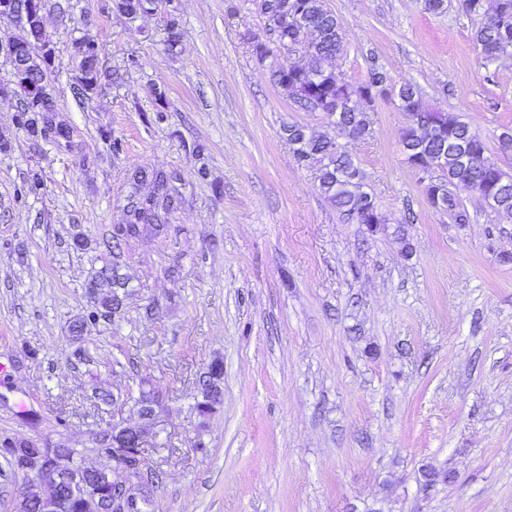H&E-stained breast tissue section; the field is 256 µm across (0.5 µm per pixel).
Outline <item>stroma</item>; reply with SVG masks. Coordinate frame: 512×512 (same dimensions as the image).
<instances>
[{
  "mask_svg": "<svg viewBox=\"0 0 512 512\" xmlns=\"http://www.w3.org/2000/svg\"><path fill=\"white\" fill-rule=\"evenodd\" d=\"M324 3L344 36L333 70L414 85L512 175V54L483 61V15L462 0ZM176 4L171 51L161 13L46 0L49 129L30 135L18 96L0 95V440L102 465L103 394L144 389L159 399L150 512H512V220L460 183L467 223L428 203L388 93L359 101L371 133L348 145L382 222L346 219L283 138L290 123L336 130L271 83L248 0ZM80 38L101 57L83 100ZM138 168L176 173L183 202L165 234L126 243L122 312L92 320ZM216 359L222 402L203 417ZM82 40L76 41L74 44L73 59L75 61L74 67L77 73V94L81 96H89L93 94L98 86L100 71L93 68V66L85 61L80 56V45ZM209 376V378H208ZM224 376V365L220 360L213 361L206 375L203 377V380L200 382V396L201 400H199L196 404V409L201 416H207L215 410V407L221 403L222 393L221 390L217 389L213 392V387L209 385L211 382L213 383H221V380ZM212 377H216L217 380L213 381Z\"/></svg>",
  "mask_w": 512,
  "mask_h": 512,
  "instance_id": "obj_1",
  "label": "stroma"
}]
</instances>
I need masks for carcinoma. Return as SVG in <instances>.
Wrapping results in <instances>:
<instances>
[{"label": "carcinoma", "mask_w": 512, "mask_h": 512, "mask_svg": "<svg viewBox=\"0 0 512 512\" xmlns=\"http://www.w3.org/2000/svg\"><path fill=\"white\" fill-rule=\"evenodd\" d=\"M254 10L263 18L264 26L276 35L272 44L256 43L252 53L264 63L269 56L282 50L301 51L304 62L269 67L270 79L281 93L295 105L310 112H340L349 100H367L386 90L387 73L373 65L365 81L352 85L327 67V62L336 57L343 47L342 27L336 16L324 5V0H251ZM469 13L484 12L486 20L475 31L474 41L483 59L494 62L512 52V0H463ZM116 11L130 21L155 9V0H114ZM21 37L29 45L38 48L48 42L44 23L35 21ZM81 42L74 44L73 59L77 73V94L89 96L99 82L100 71L80 58ZM25 101L22 114L30 112L35 117L25 120L33 134L42 132L39 121L44 113L51 111L47 94L35 101L27 99V93L16 90ZM440 124V134L424 141L417 137L413 126L403 130L402 143L414 148L413 155L420 156L427 165L441 167L442 178L448 186L462 183L473 190H486L497 198L496 212L502 217L512 218V176L504 173L484 157L485 143L471 126L460 117L448 113H435ZM345 129L355 140L371 133L370 120L366 112L351 108L346 111ZM295 160L305 166L316 168V180L322 195L343 215L362 223L369 219L367 212L375 207V201L367 200L362 180L357 178L359 167L349 152L338 153L326 140H314L305 147L293 149ZM175 176L164 170H137L133 174L131 191L124 205V223L112 233L106 247L112 251V266L100 271L99 276L112 281V296L105 297L99 306L116 315L122 308L119 290L128 287V280L120 273L118 260L122 257V243L139 236L143 230L152 229L159 234L166 228L168 215L179 203V192L174 186ZM149 183L152 192L143 196L139 185ZM442 211L458 224L467 222V213L455 198L448 193V205ZM224 365L213 361L207 376L200 382V396L196 404L198 413L207 416L221 403L220 390H212L211 382L221 383ZM62 466L71 471L81 470L82 455L76 448L59 451ZM16 512H104L93 509L86 500L75 497L65 490L59 493V508L51 507L43 492L36 486L19 499Z\"/></svg>", "instance_id": "obj_1"}]
</instances>
